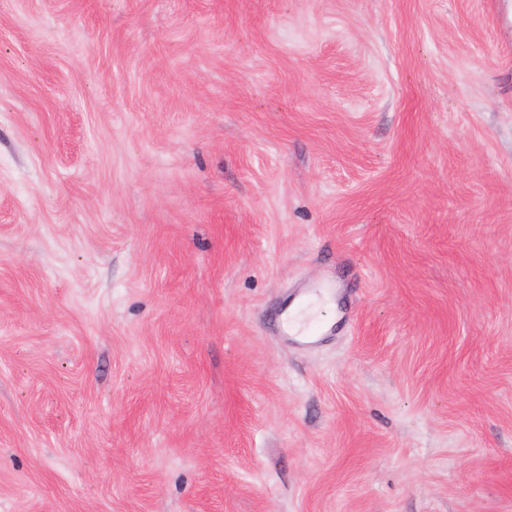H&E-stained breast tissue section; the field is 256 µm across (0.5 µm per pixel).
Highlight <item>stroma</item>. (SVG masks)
Here are the masks:
<instances>
[{
    "instance_id": "obj_1",
    "label": "stroma",
    "mask_w": 512,
    "mask_h": 512,
    "mask_svg": "<svg viewBox=\"0 0 512 512\" xmlns=\"http://www.w3.org/2000/svg\"><path fill=\"white\" fill-rule=\"evenodd\" d=\"M0 512H512V0H0Z\"/></svg>"
}]
</instances>
